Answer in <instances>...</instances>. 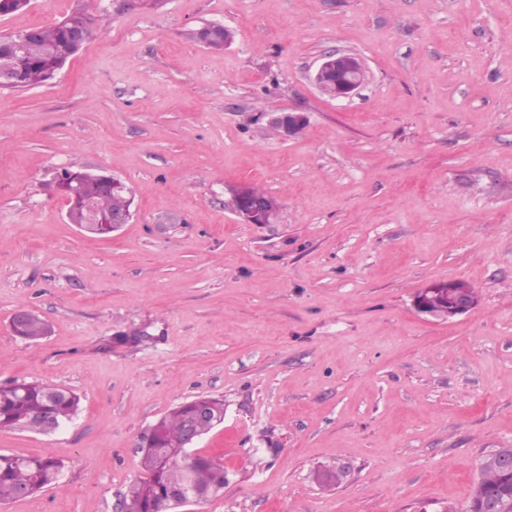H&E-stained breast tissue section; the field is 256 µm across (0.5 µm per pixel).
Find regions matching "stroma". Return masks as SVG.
Listing matches in <instances>:
<instances>
[{
  "mask_svg": "<svg viewBox=\"0 0 512 512\" xmlns=\"http://www.w3.org/2000/svg\"><path fill=\"white\" fill-rule=\"evenodd\" d=\"M110 0H31L0 35ZM217 22L233 43L208 49ZM359 55L346 100L311 76ZM307 113L282 139L272 112ZM101 170L133 197L109 237L49 184ZM281 204L243 224L229 189ZM449 278L477 306L418 314ZM49 335L15 336L19 308ZM148 337L115 345L117 335ZM81 397L51 434L63 480L0 512H114L141 476L137 434L198 396L224 422L220 496L181 512H463L480 458L512 448V0H161L113 10L49 85L0 90V384ZM340 468L320 487L316 469ZM366 79L364 62L354 54L340 51L324 53L313 77L319 91L336 100L352 98Z\"/></svg>",
  "mask_w": 512,
  "mask_h": 512,
  "instance_id": "obj_1",
  "label": "stroma"
}]
</instances>
